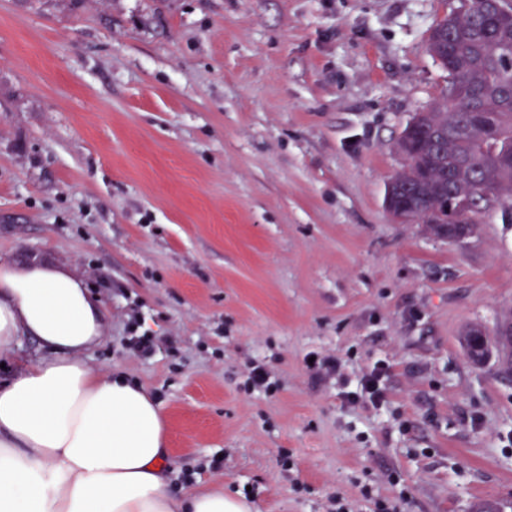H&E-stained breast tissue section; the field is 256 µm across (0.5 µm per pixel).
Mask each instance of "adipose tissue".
Listing matches in <instances>:
<instances>
[{
    "instance_id": "1",
    "label": "adipose tissue",
    "mask_w": 512,
    "mask_h": 512,
    "mask_svg": "<svg viewBox=\"0 0 512 512\" xmlns=\"http://www.w3.org/2000/svg\"><path fill=\"white\" fill-rule=\"evenodd\" d=\"M103 326L69 272L0 262V356L23 336L50 351L0 383V512H257L220 485L172 491L161 402L83 359Z\"/></svg>"
}]
</instances>
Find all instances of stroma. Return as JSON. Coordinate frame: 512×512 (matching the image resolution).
Masks as SVG:
<instances>
[{"label": "stroma", "mask_w": 512, "mask_h": 512, "mask_svg": "<svg viewBox=\"0 0 512 512\" xmlns=\"http://www.w3.org/2000/svg\"><path fill=\"white\" fill-rule=\"evenodd\" d=\"M462 0H0V261L105 308L84 360L158 396L171 482L259 512H512V199L458 243L385 208ZM139 319L154 338L129 344ZM339 361L327 376L309 354ZM265 364L274 392L245 390ZM387 367L381 407L343 378Z\"/></svg>", "instance_id": "obj_1"}]
</instances>
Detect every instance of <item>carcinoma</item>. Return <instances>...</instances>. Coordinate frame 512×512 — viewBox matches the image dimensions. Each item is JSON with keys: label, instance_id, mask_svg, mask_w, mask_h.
Returning a JSON list of instances; mask_svg holds the SVG:
<instances>
[{"label": "carcinoma", "instance_id": "cac0c4a2", "mask_svg": "<svg viewBox=\"0 0 512 512\" xmlns=\"http://www.w3.org/2000/svg\"><path fill=\"white\" fill-rule=\"evenodd\" d=\"M446 53L439 65L448 88L427 130L414 141L412 162L395 177L397 203L411 220L448 221L442 203L454 194L466 201L461 220L512 196V28L489 27L484 14L453 12Z\"/></svg>", "mask_w": 512, "mask_h": 512}]
</instances>
